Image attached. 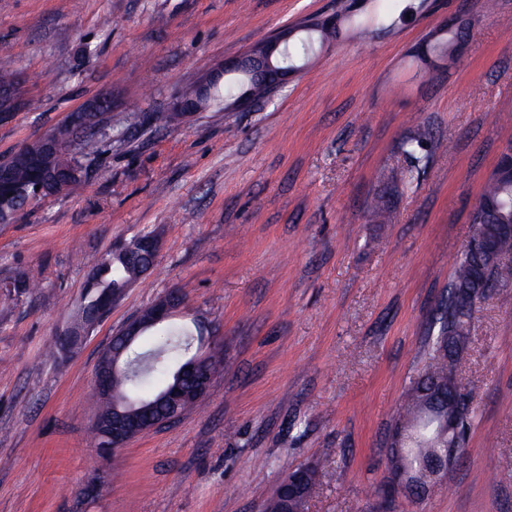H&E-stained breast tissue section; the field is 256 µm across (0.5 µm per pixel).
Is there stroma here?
<instances>
[{"mask_svg": "<svg viewBox=\"0 0 512 512\" xmlns=\"http://www.w3.org/2000/svg\"><path fill=\"white\" fill-rule=\"evenodd\" d=\"M0 0V71L24 99L0 119V159L105 97L111 143L75 191L0 223V512H263L310 463L329 480L308 512H512V287L478 302L459 372L476 410L443 488L387 499L386 442L429 363L431 327L470 214L512 142V0ZM335 18L339 33L288 83L245 109L214 101L167 127L213 67L284 25ZM455 17L445 69L423 52ZM429 163L382 216L404 174L400 140ZM150 232L154 268L58 363L89 256ZM224 340V367L176 424L116 455L94 446L97 365L113 336L171 289ZM96 494L85 495L90 478Z\"/></svg>", "mask_w": 512, "mask_h": 512, "instance_id": "35a3bbf8", "label": "stroma"}]
</instances>
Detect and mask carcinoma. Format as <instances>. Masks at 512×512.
Listing matches in <instances>:
<instances>
[{
    "label": "carcinoma",
    "instance_id": "1",
    "mask_svg": "<svg viewBox=\"0 0 512 512\" xmlns=\"http://www.w3.org/2000/svg\"><path fill=\"white\" fill-rule=\"evenodd\" d=\"M332 33L330 29H318L296 35L282 48V63L292 65L307 57L316 44L323 43ZM460 35L453 31L451 37L438 39L427 47L436 60L446 62L454 59ZM259 95L261 90L253 81L249 71L241 70L229 74L224 83L214 88L212 98L224 97L228 101L241 95ZM105 110L93 112L90 124L79 139V148H66L43 162H35L24 155H14L4 161L11 171L8 186L0 189V214L15 217L27 205L29 196L40 185L52 192L62 187L72 190L81 185L86 177L82 160H91L101 152V141L97 136L101 129ZM179 117L175 112H154L145 116L142 112L131 113L132 123L139 125L144 119L161 126ZM398 149L408 159V173H418L426 167L428 152L420 136L402 139ZM475 228L486 224H508L512 222V181L491 176L471 218ZM143 273V267L135 258H124L109 250L91 259L90 276L84 286L83 297L76 309L73 324L85 321L88 313L98 306L100 294L121 289ZM512 282V262L502 265H487L483 254L466 248L456 267L448 287V296L441 313V325L430 346L431 363L418 375L407 394L403 415L394 428H402V456L389 449L388 462L402 459L408 463L416 461L422 450L433 444L439 435L440 416L435 409L424 406V401L433 398L444 381L454 375L463 359L469 338L472 317L477 301L489 290ZM158 339L147 349L133 343L123 356L124 371L112 381V403L126 401L148 402L159 391L154 389L158 378L166 377V384L174 382L178 368L193 356L198 348L195 334L185 326L171 324L153 327Z\"/></svg>",
    "mask_w": 512,
    "mask_h": 512
}]
</instances>
